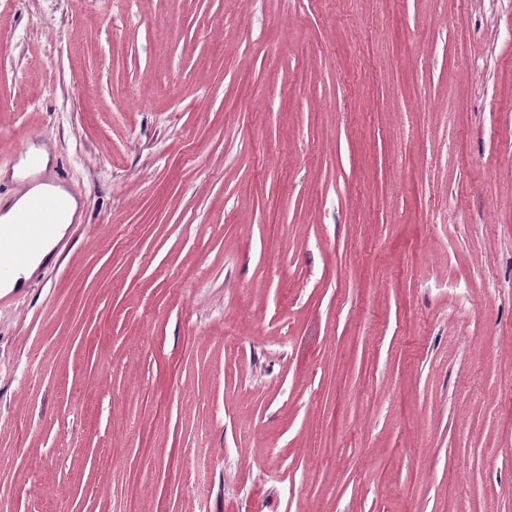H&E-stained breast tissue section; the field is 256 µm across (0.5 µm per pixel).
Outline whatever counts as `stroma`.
<instances>
[{
	"mask_svg": "<svg viewBox=\"0 0 512 512\" xmlns=\"http://www.w3.org/2000/svg\"><path fill=\"white\" fill-rule=\"evenodd\" d=\"M35 135L15 512H512V0H0ZM26 182L29 191L37 185L48 188L60 187L68 196L52 192L32 194L24 211L15 221L0 223V283L9 280L17 269L27 263L34 250V241L46 242L54 237L57 225L68 210L69 197L75 200L77 198L68 188L65 178L59 175L47 178L38 174L26 179ZM58 191L66 194L63 190ZM73 199L69 222L63 224L64 226L70 224L71 216L76 211Z\"/></svg>",
	"mask_w": 512,
	"mask_h": 512,
	"instance_id": "stroma-1",
	"label": "stroma"
}]
</instances>
